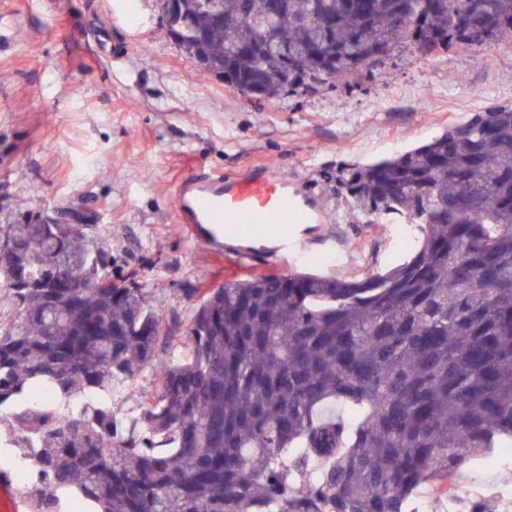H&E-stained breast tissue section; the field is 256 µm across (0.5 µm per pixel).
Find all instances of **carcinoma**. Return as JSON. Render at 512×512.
I'll return each mask as SVG.
<instances>
[{
    "instance_id": "obj_1",
    "label": "carcinoma",
    "mask_w": 512,
    "mask_h": 512,
    "mask_svg": "<svg viewBox=\"0 0 512 512\" xmlns=\"http://www.w3.org/2000/svg\"><path fill=\"white\" fill-rule=\"evenodd\" d=\"M177 0L159 23L260 102L359 87L396 54L512 38V0ZM366 214L418 249L348 280L259 275L208 291L182 331L112 274L94 224H1L0 425L47 481L31 512H422L512 444V105L394 158L348 165ZM180 334L184 358L156 362ZM155 367L126 427L101 401ZM336 402L346 421L321 417ZM460 512H496L482 496Z\"/></svg>"
}]
</instances>
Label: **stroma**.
Here are the masks:
<instances>
[{"label": "stroma", "mask_w": 512, "mask_h": 512, "mask_svg": "<svg viewBox=\"0 0 512 512\" xmlns=\"http://www.w3.org/2000/svg\"><path fill=\"white\" fill-rule=\"evenodd\" d=\"M0 0V224L44 212L95 225L113 273L134 274L163 327L185 326L204 291L259 274L352 278L415 246L410 225L360 215L336 176L400 155L492 103L512 104V39L402 55L371 82L253 103L188 58L158 25L153 0ZM266 164L319 199L326 221L287 260L217 255L178 224L174 193L197 168L227 175ZM158 387L144 368L112 411L130 420ZM512 512V451L462 471L455 498L422 488L426 512L457 498Z\"/></svg>", "instance_id": "35a3bbf8"}]
</instances>
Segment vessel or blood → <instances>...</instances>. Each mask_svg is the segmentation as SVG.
<instances>
[{
  "instance_id": "b4317fda",
  "label": "vessel or blood",
  "mask_w": 512,
  "mask_h": 512,
  "mask_svg": "<svg viewBox=\"0 0 512 512\" xmlns=\"http://www.w3.org/2000/svg\"><path fill=\"white\" fill-rule=\"evenodd\" d=\"M174 202L178 223L215 252H223L231 228H238L235 253L242 260L262 255L278 261L293 246V226L325 221L315 200L265 165L234 176L197 170L179 183Z\"/></svg>"
}]
</instances>
